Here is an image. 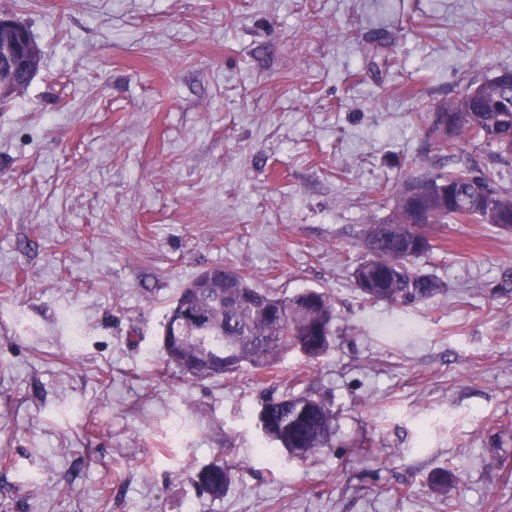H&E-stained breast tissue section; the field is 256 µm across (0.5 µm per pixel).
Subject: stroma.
<instances>
[{
    "label": "stroma",
    "instance_id": "35a3bbf8",
    "mask_svg": "<svg viewBox=\"0 0 512 512\" xmlns=\"http://www.w3.org/2000/svg\"><path fill=\"white\" fill-rule=\"evenodd\" d=\"M42 61L0 105V512H512V232L447 224L424 304L364 301L363 227L431 165L426 115L512 69V0H0ZM335 300L312 364L190 378L201 272ZM332 447L257 445L270 387ZM237 466L223 499L190 479ZM276 387L263 394L261 409L272 419L276 429L266 438L279 448L260 446L258 451L265 454L268 449L278 452L284 449L293 458H303L317 448L332 445L335 436V414L331 400L313 386L299 394H277ZM266 447V448H265ZM299 451L301 454L297 455Z\"/></svg>",
    "mask_w": 512,
    "mask_h": 512
}]
</instances>
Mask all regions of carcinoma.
<instances>
[{
	"instance_id": "obj_1",
	"label": "carcinoma",
	"mask_w": 512,
	"mask_h": 512,
	"mask_svg": "<svg viewBox=\"0 0 512 512\" xmlns=\"http://www.w3.org/2000/svg\"><path fill=\"white\" fill-rule=\"evenodd\" d=\"M498 94L511 95L512 89L488 84L481 98L463 93L450 99L457 108V138L476 143L483 150L482 159L456 153L452 142L440 143L438 150H448L455 167L445 171L433 165L394 191L398 199L410 183L418 181L463 193L483 182L494 194L491 202L466 209L433 197L417 220L396 207L383 222L367 225L362 239L370 247L353 272L364 299L414 305L441 294L443 285L438 280L410 267L414 258L432 248L430 234L439 224H490L512 231V224L502 223L503 216L512 217V190L502 186L512 176V147L508 146L512 112H490L484 100ZM185 306L194 310L197 321H179ZM335 320V305L325 292L305 289L279 296L255 287L251 278L237 271L226 275L216 267L208 287L199 288L192 280L180 289L164 317L162 349L167 365L194 377L223 376L244 367L269 370L291 350L316 363L333 346ZM261 409L276 424L267 439L292 457L303 458L332 445L333 404L314 387L280 395L272 387L263 394ZM191 480L203 494L221 499L231 482V466L218 458L191 475Z\"/></svg>"
}]
</instances>
